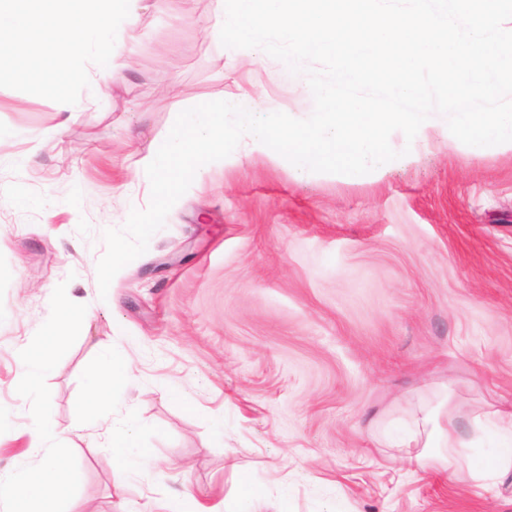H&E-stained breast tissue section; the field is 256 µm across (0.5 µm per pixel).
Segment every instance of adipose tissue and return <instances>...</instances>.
Returning a JSON list of instances; mask_svg holds the SVG:
<instances>
[{
  "instance_id": "ef3b65f1",
  "label": "adipose tissue",
  "mask_w": 512,
  "mask_h": 512,
  "mask_svg": "<svg viewBox=\"0 0 512 512\" xmlns=\"http://www.w3.org/2000/svg\"><path fill=\"white\" fill-rule=\"evenodd\" d=\"M135 379L128 355L117 345L100 350L96 365L89 368L81 403L97 414L111 406V386H125ZM495 427L502 440L496 453L473 465V481L482 483L512 473V405L494 409L487 417L475 418L474 433L482 435ZM112 438L107 446L115 463L122 466L141 464L148 451L139 441L138 421L133 413L112 420ZM66 449L58 447L54 434L40 429L37 438L23 453L21 460L0 474V504L12 506L13 512H41L52 494L75 483L77 473L65 464Z\"/></svg>"
}]
</instances>
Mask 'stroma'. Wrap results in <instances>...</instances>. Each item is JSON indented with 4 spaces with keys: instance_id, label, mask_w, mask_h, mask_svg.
<instances>
[{
    "instance_id": "35a3bbf8",
    "label": "stroma",
    "mask_w": 512,
    "mask_h": 512,
    "mask_svg": "<svg viewBox=\"0 0 512 512\" xmlns=\"http://www.w3.org/2000/svg\"><path fill=\"white\" fill-rule=\"evenodd\" d=\"M181 0H134L107 67L69 112L0 87V469L48 422L80 483L63 512H512V475L477 487L487 435L439 469L397 437L448 410L463 438L512 399V152L460 150L436 131L380 174L298 178L252 153L200 169L148 250L100 295L102 233L146 208L135 162L199 103L266 92L312 110L307 80L228 49ZM43 140L32 150V140ZM90 318L57 337L39 420L18 359L40 350L53 297ZM122 345L139 382L134 413L149 456L123 468L79 398L101 346Z\"/></svg>"
}]
</instances>
